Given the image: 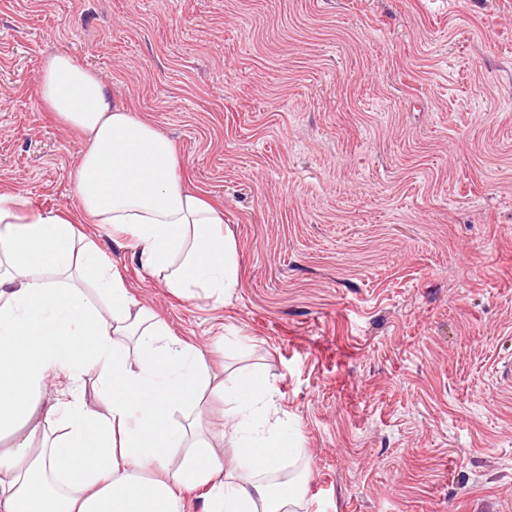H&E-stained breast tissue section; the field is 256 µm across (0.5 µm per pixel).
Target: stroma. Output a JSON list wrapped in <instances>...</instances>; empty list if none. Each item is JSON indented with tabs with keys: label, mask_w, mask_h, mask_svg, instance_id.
I'll use <instances>...</instances> for the list:
<instances>
[{
	"label": "stroma",
	"mask_w": 512,
	"mask_h": 512,
	"mask_svg": "<svg viewBox=\"0 0 512 512\" xmlns=\"http://www.w3.org/2000/svg\"><path fill=\"white\" fill-rule=\"evenodd\" d=\"M63 52L171 139L240 285L167 288L82 224L215 372L275 386L306 512H512V0H0V191L73 207Z\"/></svg>",
	"instance_id": "35a3bbf8"
}]
</instances>
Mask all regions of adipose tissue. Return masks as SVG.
<instances>
[{"label":"adipose tissue","mask_w":512,"mask_h":512,"mask_svg":"<svg viewBox=\"0 0 512 512\" xmlns=\"http://www.w3.org/2000/svg\"><path fill=\"white\" fill-rule=\"evenodd\" d=\"M39 96L86 138L72 174L77 206L30 212L0 192V512H182L205 488V512H299L301 498L268 481L301 457L288 415L262 374L215 380L202 352L131 297L118 272L98 288L63 285L101 256L77 246L78 224H108L167 287L206 290L221 303L240 284L237 248L222 213L177 176L174 143L112 106L106 84L65 53L44 58ZM107 384L102 407L84 376ZM56 399L42 406L47 389ZM224 403L231 454L173 415Z\"/></svg>","instance_id":"1"}]
</instances>
